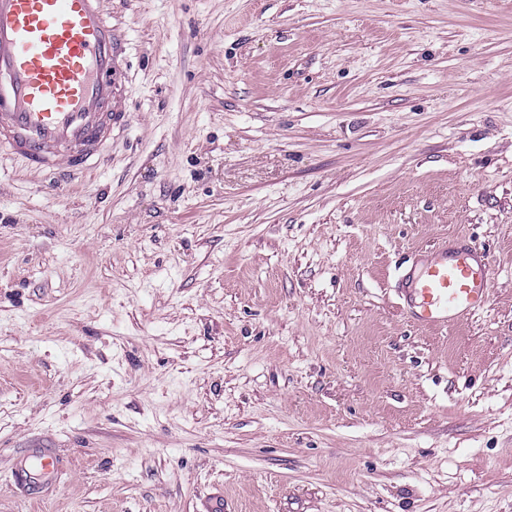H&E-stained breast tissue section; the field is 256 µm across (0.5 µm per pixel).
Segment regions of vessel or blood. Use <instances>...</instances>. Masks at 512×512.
Wrapping results in <instances>:
<instances>
[{
    "label": "vessel or blood",
    "mask_w": 512,
    "mask_h": 512,
    "mask_svg": "<svg viewBox=\"0 0 512 512\" xmlns=\"http://www.w3.org/2000/svg\"><path fill=\"white\" fill-rule=\"evenodd\" d=\"M105 2L0 0V152L51 174L95 167L124 122L111 108L122 95V49ZM408 294L416 322L448 327L485 306L489 259L469 245L439 249ZM34 462L52 469L57 458L50 448L24 449L11 472L17 490Z\"/></svg>",
    "instance_id": "1"
}]
</instances>
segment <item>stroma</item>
<instances>
[{
    "instance_id": "35a3bbf8",
    "label": "stroma",
    "mask_w": 512,
    "mask_h": 512,
    "mask_svg": "<svg viewBox=\"0 0 512 512\" xmlns=\"http://www.w3.org/2000/svg\"><path fill=\"white\" fill-rule=\"evenodd\" d=\"M108 8L104 161L0 153V512H512V0ZM444 241L491 260L446 329ZM489 259L466 245L439 249L413 275L408 288L412 315L422 325L446 328L482 309L489 296ZM32 460L45 469H55L57 458L51 448H26L20 453V458L14 464L11 472V482L18 491H24L31 478L29 466Z\"/></svg>"
}]
</instances>
